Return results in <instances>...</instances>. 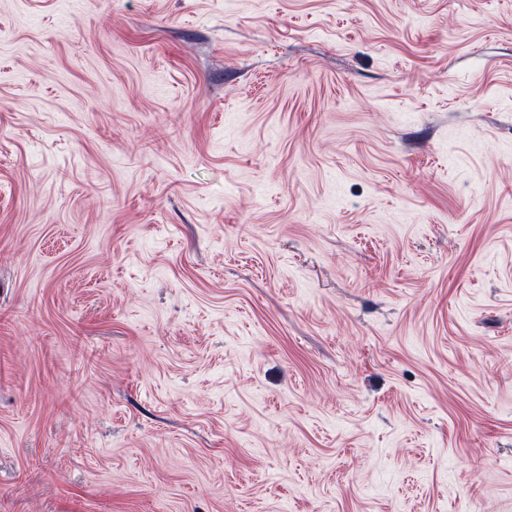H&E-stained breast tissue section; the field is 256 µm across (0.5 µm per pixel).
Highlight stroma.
<instances>
[{"instance_id":"stroma-1","label":"stroma","mask_w":512,"mask_h":512,"mask_svg":"<svg viewBox=\"0 0 512 512\" xmlns=\"http://www.w3.org/2000/svg\"><path fill=\"white\" fill-rule=\"evenodd\" d=\"M0 512H512V0H0Z\"/></svg>"}]
</instances>
